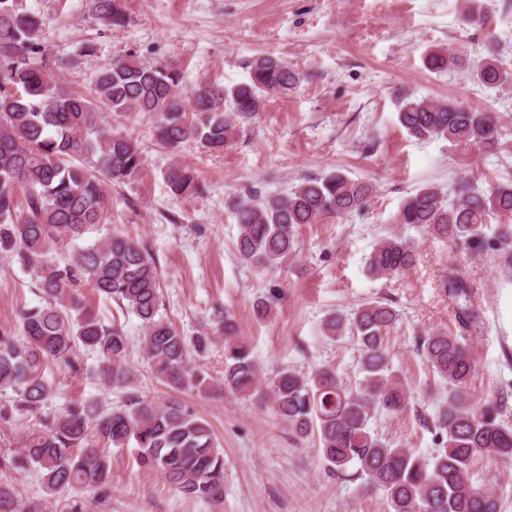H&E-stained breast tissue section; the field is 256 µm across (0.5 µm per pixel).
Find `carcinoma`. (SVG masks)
<instances>
[{"mask_svg":"<svg viewBox=\"0 0 512 512\" xmlns=\"http://www.w3.org/2000/svg\"><path fill=\"white\" fill-rule=\"evenodd\" d=\"M95 18L123 27V0H92ZM43 22L21 0H0V253L22 267L38 270L45 304L21 311V346L0 331V391L15 394L0 408V419L40 409L54 386L43 367L61 362L80 369L77 351L99 357L100 373L112 384L125 383L131 371L121 364L128 349L123 326L104 324L82 304L75 288L86 280L98 294L136 316L143 327V349L156 377L176 392L210 391L203 372L190 365L191 354L208 350L224 337V390L269 403L279 419L301 440L314 437L331 473L360 479L382 492L390 512H501V500L475 485V456L512 460V427L500 419L497 400L479 403L470 392L474 364L462 337L448 332L421 338L418 351L440 378L444 400L431 420L436 448L425 456L396 448L374 432L370 423L385 414L398 416L411 404L412 393L393 369L385 336L398 322L389 305L367 302L352 317L332 314L323 323L331 340L352 336L361 350L356 385L347 387L333 367L309 374L284 366L269 385L251 347L237 336L232 315L218 312L212 333L188 337L160 313L159 274L150 250L113 234L76 249L59 265L53 247L80 239L101 223L108 184L137 177L144 164L136 142L103 122L100 106L113 112L148 116L157 138L176 149L195 141L222 151L263 109L266 99L286 95L300 72L280 59L258 57L249 80L230 88L199 84L191 97L181 95L183 76L176 67L145 63L133 56L95 70L92 93L69 90L51 72L39 43ZM472 57L463 50L441 49L424 59L438 72L462 68L487 88L512 86V69L498 62L494 47ZM398 120L417 139L442 138L467 162L475 153L496 152L504 124L490 111L459 102H440L405 94ZM175 196L199 191L194 174L181 164L164 172ZM26 193L19 208L18 193ZM372 187L339 170L309 178L280 196L253 193L235 205L239 258L257 269L279 265L296 251V232L327 215L362 210ZM492 212L512 214V183L485 193L462 180L445 193L426 185L406 197L395 223L419 227L434 239L454 245H482L512 251V226L500 224L487 234ZM415 242L398 232L378 240L367 258L376 278L398 276L417 262ZM457 318L477 330L485 325L470 280L454 267L443 282ZM135 445L140 466L161 473L186 497L219 502L224 498V451L210 424L176 399L157 401L130 394L121 404L101 408L80 401L63 413L24 432L14 455L0 465L41 474L46 498L84 487L108 488L112 482L110 448ZM0 512H22L13 490L0 485Z\"/></svg>","mask_w":512,"mask_h":512,"instance_id":"obj_1","label":"carcinoma"}]
</instances>
